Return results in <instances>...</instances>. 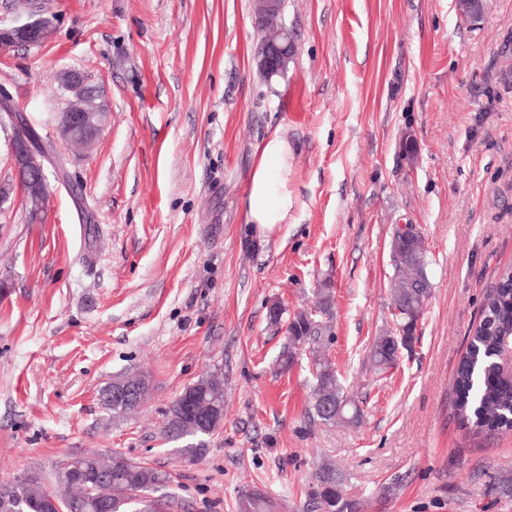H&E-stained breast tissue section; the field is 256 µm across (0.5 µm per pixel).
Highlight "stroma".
Returning a JSON list of instances; mask_svg holds the SVG:
<instances>
[{"label": "stroma", "mask_w": 512, "mask_h": 512, "mask_svg": "<svg viewBox=\"0 0 512 512\" xmlns=\"http://www.w3.org/2000/svg\"><path fill=\"white\" fill-rule=\"evenodd\" d=\"M296 44L265 80L252 0H40L47 39L0 55V94L54 147L30 222L0 127V480L96 454L167 473L169 512H311L335 466L356 512H512V434L451 416L453 375L486 291L512 268V0L479 20L456 0H284ZM108 102L91 150L58 131L61 77ZM293 152L287 223L260 231L242 198L254 148ZM414 145L402 152L403 138ZM424 235L433 285L420 341L395 369L366 362L392 324L389 240ZM332 290L324 348L362 410L310 419L305 354L280 371L287 316ZM224 375V423L190 457L162 429L182 391ZM150 392L113 419L99 392ZM147 385L146 380L142 378H121L112 381L108 396L101 401L102 406L111 407L113 403H135L120 408H111L113 419L124 418L138 407V403L143 402L144 390Z\"/></svg>", "instance_id": "1"}]
</instances>
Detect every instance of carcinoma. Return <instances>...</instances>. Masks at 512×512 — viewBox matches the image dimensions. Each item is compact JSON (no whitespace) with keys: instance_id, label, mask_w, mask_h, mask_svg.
I'll use <instances>...</instances> for the list:
<instances>
[{"instance_id":"obj_1","label":"carcinoma","mask_w":512,"mask_h":512,"mask_svg":"<svg viewBox=\"0 0 512 512\" xmlns=\"http://www.w3.org/2000/svg\"><path fill=\"white\" fill-rule=\"evenodd\" d=\"M394 228L402 241H390L393 274L390 280L393 327L375 337L368 361L383 374L397 365V348L408 349L419 340L421 320L431 294L430 265L420 230ZM334 295L327 288L316 292L314 307L289 320L287 343L278 365L284 372L295 363L296 351L310 355L314 379L309 417L327 424L355 423L361 410L341 386L335 364L323 352L330 335ZM512 340V270H506L486 293L478 324L462 354L453 379V411L458 426L468 434L492 438L512 431V375L500 365L504 343ZM213 410L224 411V376L213 371L188 386L170 407L164 426L168 441L190 456L201 454L216 428L199 424ZM82 470L110 472L107 481L56 478L48 488L32 473L0 482V512H39L38 503L53 497L61 512H159L161 499L154 493L168 481L165 473L140 463L79 457L71 463ZM336 470L324 465L316 475L313 504L321 512H354V504L341 497ZM244 512H273V502L254 492L244 497Z\"/></svg>"}]
</instances>
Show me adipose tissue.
<instances>
[{
  "instance_id": "ef3b65f1",
  "label": "adipose tissue",
  "mask_w": 512,
  "mask_h": 512,
  "mask_svg": "<svg viewBox=\"0 0 512 512\" xmlns=\"http://www.w3.org/2000/svg\"><path fill=\"white\" fill-rule=\"evenodd\" d=\"M288 142L279 133L257 145L242 205L248 223L264 229L286 223L292 206L288 192Z\"/></svg>"
}]
</instances>
